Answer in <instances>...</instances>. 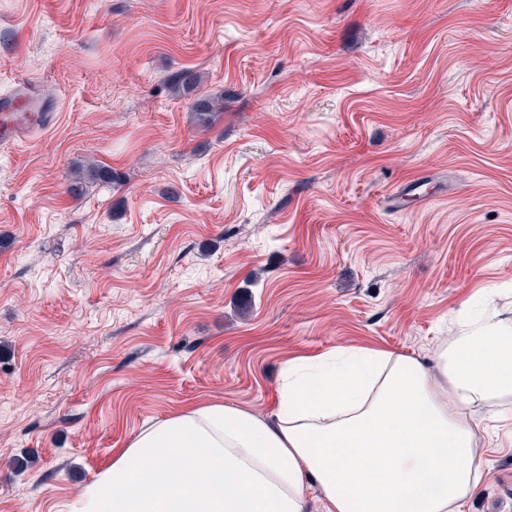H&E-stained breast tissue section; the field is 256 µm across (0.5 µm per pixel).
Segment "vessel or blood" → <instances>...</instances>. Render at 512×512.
I'll list each match as a JSON object with an SVG mask.
<instances>
[{
    "label": "vessel or blood",
    "instance_id": "b4317fda",
    "mask_svg": "<svg viewBox=\"0 0 512 512\" xmlns=\"http://www.w3.org/2000/svg\"><path fill=\"white\" fill-rule=\"evenodd\" d=\"M53 118L46 112L36 87L28 78L15 80L7 93L0 95V148L14 146L25 130L47 128Z\"/></svg>",
    "mask_w": 512,
    "mask_h": 512
}]
</instances>
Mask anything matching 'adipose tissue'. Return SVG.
Here are the masks:
<instances>
[{"instance_id": "adipose-tissue-1", "label": "adipose tissue", "mask_w": 512, "mask_h": 512, "mask_svg": "<svg viewBox=\"0 0 512 512\" xmlns=\"http://www.w3.org/2000/svg\"><path fill=\"white\" fill-rule=\"evenodd\" d=\"M496 296L458 316L432 362L301 357L272 417L210 403L148 424L70 512H304L314 489L327 512H462L483 468L472 412L512 400V322Z\"/></svg>"}]
</instances>
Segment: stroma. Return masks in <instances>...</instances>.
Returning a JSON list of instances; mask_svg holds the SVG:
<instances>
[{"label":"stroma","instance_id":"1","mask_svg":"<svg viewBox=\"0 0 512 512\" xmlns=\"http://www.w3.org/2000/svg\"><path fill=\"white\" fill-rule=\"evenodd\" d=\"M20 76L56 119L0 151V512L195 406L272 416L288 360H428L493 288L512 320V0H0ZM492 414L463 512H512Z\"/></svg>","mask_w":512,"mask_h":512}]
</instances>
